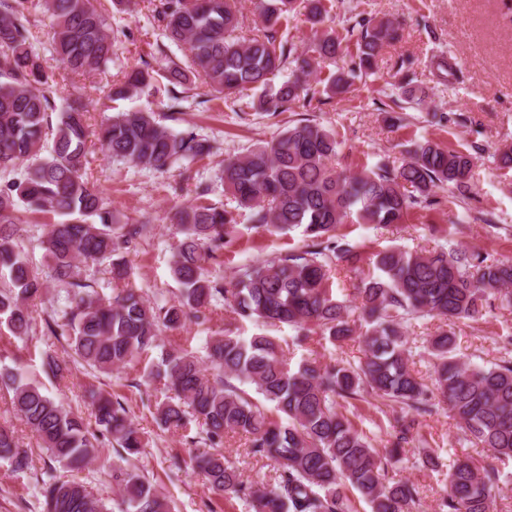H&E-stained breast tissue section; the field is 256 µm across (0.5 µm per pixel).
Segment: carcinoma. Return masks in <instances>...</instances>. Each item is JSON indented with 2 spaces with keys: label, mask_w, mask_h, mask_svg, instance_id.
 Listing matches in <instances>:
<instances>
[{
  "label": "carcinoma",
  "mask_w": 512,
  "mask_h": 512,
  "mask_svg": "<svg viewBox=\"0 0 512 512\" xmlns=\"http://www.w3.org/2000/svg\"><path fill=\"white\" fill-rule=\"evenodd\" d=\"M97 2L45 0L57 61L68 73L91 75L112 62V40ZM296 2L260 0L263 27L241 39L235 35L242 20L238 0H157L153 12L165 37L184 47L183 59L172 63L163 86L156 85L148 66L126 71L113 83L109 98L152 91L176 113L186 100L185 86L200 78L220 97H247L252 109L282 112L301 98L311 102L321 92L330 98L347 92L356 78L374 68L383 46L398 38L393 22L358 16L345 34L326 32L301 50L277 38ZM305 2L314 25L334 6L333 0ZM27 3L0 0V168L38 156L48 140L52 147L22 180L0 188V324L10 335H29V301L51 280L68 289L69 304L63 321L47 327L64 339L68 355L95 373L141 360L155 346L159 326L176 329L192 318L204 320L206 309L222 303L240 317L296 329L299 343L316 332L333 344L358 336L363 357L356 364L314 359L293 369L277 337L243 338L226 329L208 337L207 370L176 346L163 350L159 363L144 366V385L158 382L170 392L156 402V425L179 427L189 415L199 420L208 449L190 457L192 466L210 491L242 499L253 512H358V500L370 512H412L418 487L389 476V471L404 463V445L416 417L438 403L448 405L466 437L499 458H512V361H460L449 329L460 320L482 318L494 300L512 305L511 257L489 263L466 250H379L372 254L376 273L357 288L356 320L350 306L334 299L328 288L332 267L361 260L357 246L338 234L339 226L350 220L380 227L401 224L411 208L432 205L438 189H448V202H454L472 187L471 152L425 140L397 168L383 163L353 174L333 164L341 142L332 130L300 122L267 144L225 155L224 190L234 210L201 203L174 214L183 235L171 264L181 285L177 300L153 305L128 287L102 297L79 278L80 265L106 262L112 281L128 279L129 267L118 253L149 236L153 225L130 224L124 233H115L112 209L85 177L89 132L84 108L57 107L58 82L34 45ZM326 60L342 65L320 92L310 77L318 75ZM284 66L288 79L271 84ZM51 112L57 113L54 123ZM97 139L111 157L159 171L216 150L209 138L176 133L142 111L112 116ZM19 201L32 212L65 217L45 225L41 244L49 259L46 274L27 261L18 243L20 219L14 212ZM240 209L249 211L254 227L270 234L303 228L304 249L244 265L227 282L211 276L207 264L238 234L234 211ZM421 317L446 325L427 340L435 373L430 387L411 367L404 326ZM3 381L12 388L15 411L54 462L41 475L47 512H109L84 484L62 479L56 468H84L95 456L100 436L116 443L122 461L140 454L148 439L124 404L90 385L94 434L83 417L38 385L12 372ZM246 385L274 405L277 417L251 400ZM368 397L392 409L395 441L382 456L346 415L352 402ZM229 433L246 436L250 454L275 462L273 483L243 478L221 452ZM0 459L15 471L31 465L14 432L2 425ZM112 479L122 488L118 512H170L166 498L136 470L115 464ZM500 482L499 473L457 460L448 470L440 512H491ZM350 489L357 497L348 494Z\"/></svg>",
  "instance_id": "carcinoma-1"
}]
</instances>
